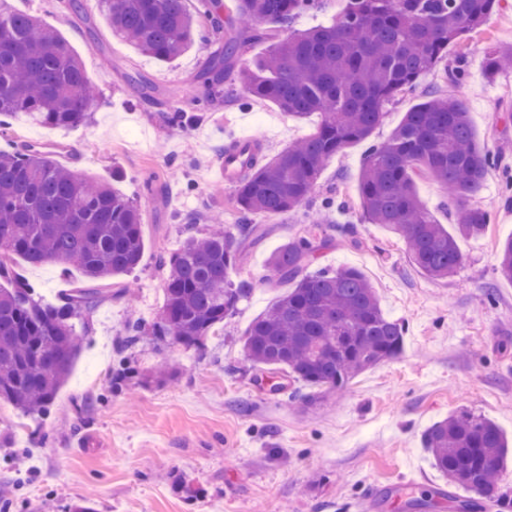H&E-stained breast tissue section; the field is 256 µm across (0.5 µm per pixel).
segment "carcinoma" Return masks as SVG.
<instances>
[{
  "mask_svg": "<svg viewBox=\"0 0 512 512\" xmlns=\"http://www.w3.org/2000/svg\"><path fill=\"white\" fill-rule=\"evenodd\" d=\"M99 0L112 35L160 61L181 55L210 33L221 47L202 74L209 96H224L238 55L269 41L268 53L237 71L251 98L274 102L296 118L321 120L312 133L267 160L254 148L233 176L242 223L207 234L188 230L180 248L160 260L164 302L147 323L131 319L118 352L146 337L185 348L203 340L247 300L254 284L231 279L240 247L264 229L250 216L277 217L314 192L325 161L365 143L358 178L364 217L398 235L414 265L446 278L463 263L459 241L484 235L487 210L477 197L494 166L476 139L465 101L432 92L405 113L391 137L368 143L384 105L418 87L448 54V46L482 25L499 0H348L333 25L293 30L316 0ZM286 36L281 38L279 33ZM512 62V48L488 56V74ZM95 89L58 30L0 0V127L14 123L71 127L89 119ZM423 175L437 181L455 206L453 231L427 209L417 190ZM348 225L289 239L273 251L265 279L289 290L245 332L255 365L321 389L339 391L361 372L401 353L404 326L388 318L374 288L353 268L312 272L320 252ZM144 251L137 202L109 184L60 165L31 144L0 150V401L24 414L47 415L82 352L76 323L101 302L122 298L99 284L132 273ZM20 257L35 265L75 267L83 286L55 303L14 269ZM498 276L512 283V236L499 243ZM434 466L481 495L505 479L507 441L499 426L464 411L423 434Z\"/></svg>",
  "mask_w": 512,
  "mask_h": 512,
  "instance_id": "obj_1",
  "label": "carcinoma"
}]
</instances>
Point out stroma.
I'll return each instance as SVG.
<instances>
[{
	"label": "stroma",
	"instance_id": "35a3bbf8",
	"mask_svg": "<svg viewBox=\"0 0 512 512\" xmlns=\"http://www.w3.org/2000/svg\"><path fill=\"white\" fill-rule=\"evenodd\" d=\"M10 2L59 31L97 102L88 124L17 125L0 132V148L37 142L60 164L110 183L140 204L145 240L139 267L112 281L133 289L134 304L112 299L92 312L90 344L51 413L34 418L0 402V502L9 501L10 512L80 505L94 512H356L360 504L366 512H460L457 501L468 491L449 489L422 444L425 430L454 411L500 427L512 473V283L496 272L497 245L512 235L502 182L503 171H512V67L491 76L484 68L486 54L512 45V0H501L421 81L466 101L479 142L498 162L475 200L491 224L483 237L461 241L465 260L453 276L427 277L401 240L365 220L357 187L365 147L354 145L324 164L307 204L270 220V234L238 266V278L255 283L250 298L202 348L148 341L124 351L126 322L152 320L163 303L159 258L178 249L185 217H196L202 233L211 216L239 219L234 186L216 176L220 148L250 136L272 156L313 131L319 117H290L231 83L223 102L207 103L201 72L212 45L194 42L169 62L142 56L113 37L98 0H80L79 16L59 0ZM461 58L468 75L449 84L447 70ZM128 73L150 82L149 97L127 85ZM173 109L198 123L168 127L162 114ZM332 190L345 201L333 221L354 232L318 264L363 273L385 315L403 324V350L346 390L290 381L274 394L246 359L244 334L285 292L261 280L268 256L290 238L317 234L313 216ZM15 269L48 303L83 282L79 270L55 264L19 258ZM120 360L130 375L116 385ZM294 390L301 400H290ZM373 488L378 496H370ZM444 488L449 496L437 498Z\"/></svg>",
	"mask_w": 512,
	"mask_h": 512
}]
</instances>
